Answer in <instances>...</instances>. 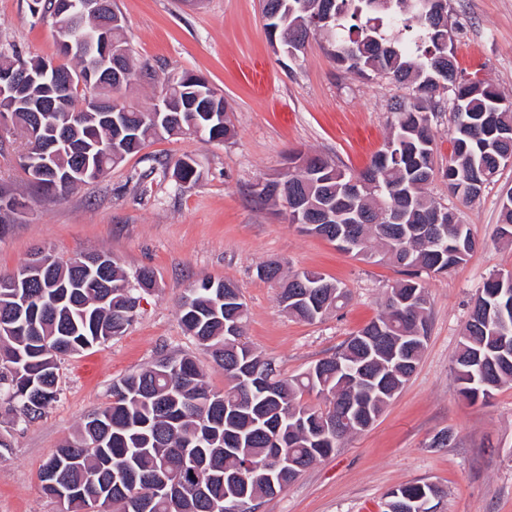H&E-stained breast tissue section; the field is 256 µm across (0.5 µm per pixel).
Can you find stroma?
<instances>
[{"label":"stroma","mask_w":512,"mask_h":512,"mask_svg":"<svg viewBox=\"0 0 512 512\" xmlns=\"http://www.w3.org/2000/svg\"><path fill=\"white\" fill-rule=\"evenodd\" d=\"M32 5L0 0V48L26 59L57 56L51 20ZM115 6L134 60L162 76L205 77L223 94L234 134L221 143L188 135L156 140L63 198L32 185L19 162L22 140L0 144V188L30 206L0 238V272L42 249L63 260L98 250L127 275L148 268L156 279L124 334L61 358L60 395L41 418L16 426L0 406V432H10L13 443L0 458V512H59L42 489V465L84 416L111 402L113 381L159 356L188 354L211 388H228L223 370L177 318L181 297L198 279L236 283L248 307L244 341L289 379L374 318L400 277L389 264L359 260L302 232L255 191L293 153L364 168L384 144L390 104L405 95L404 87L339 70L322 33L289 62L269 41L260 0H115ZM448 10L460 25L453 36L459 73L492 83L512 100V0H448ZM183 155L200 173L184 187L166 167ZM428 191L457 210L476 247L466 262L424 279L429 331L416 371L372 427L274 498L255 501L254 512H387L389 492L416 482L440 488L434 512H512V383L488 403L472 404L460 395L455 372L478 289L491 274L512 270V242L498 233L512 165L470 202L453 195L440 175ZM272 259L288 272L313 269L338 280L346 304L312 323L295 320L279 304L278 285L256 274ZM443 432L447 446L435 445Z\"/></svg>","instance_id":"obj_1"}]
</instances>
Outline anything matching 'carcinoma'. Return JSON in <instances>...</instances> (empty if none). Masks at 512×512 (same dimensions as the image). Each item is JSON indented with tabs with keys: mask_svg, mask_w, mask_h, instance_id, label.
I'll return each mask as SVG.
<instances>
[{
	"mask_svg": "<svg viewBox=\"0 0 512 512\" xmlns=\"http://www.w3.org/2000/svg\"><path fill=\"white\" fill-rule=\"evenodd\" d=\"M68 6L70 24L55 29L60 42L82 37L102 43L103 18L81 14L82 0H47ZM271 43L288 58L301 53L302 41L324 31L329 54L339 69L368 78L378 75L404 86L409 96L392 106L394 123L383 147L360 172L343 169L321 156L297 154L288 167L263 183L256 195L279 202L292 224L310 235L319 227L339 231L361 216L356 238L343 251L366 262H389L402 278L387 292L380 314L351 336L334 354L300 377L284 380L272 364L242 342L247 306L229 279L206 278L183 297L179 320L185 330L224 371L232 385L215 391L204 380L195 358L163 356L148 368L112 384V402L90 414L42 466L46 495L66 493L65 512H88L97 498L110 512H143L150 479L167 469L185 474L196 467L234 471L258 464L272 452L267 432L279 425L293 428L288 453L296 466L281 476L279 489L323 457L314 433L336 421L334 447L362 432L354 425L374 422L415 372L428 335L429 298L421 281L426 273L442 274L467 260L475 247L468 225L456 211L434 201L427 186L436 174L433 119L440 108L439 92L453 95L450 130L452 152L442 170L450 191L465 201L478 198L512 159V102L480 80L458 78L448 22V0H262ZM76 65L48 58L29 61L18 51L0 50V75L30 70L39 79L32 86L10 89L0 97V115L25 140L23 170L43 194L62 197L79 184L93 182L126 157L165 135H199L208 142L231 135L224 96L204 77L183 73L179 89L148 65L126 59L128 80L109 86L103 81L74 87L66 104L55 112L29 111V103L56 96L57 77L86 74L98 67L94 54L69 53ZM151 77L155 95H170L175 112L156 105L137 106L126 93ZM124 109L122 127L136 130L118 135L101 120L102 113L83 109L87 90ZM183 184L198 179L196 163L183 156L173 163ZM27 209L14 196L0 194V229L11 216ZM500 237L512 241V194L500 209ZM29 262L0 273V399L15 412L14 423H30L57 400L58 360L123 334L137 315L139 291L154 287L155 275L143 268L130 286L125 272L106 253L55 257L42 272L25 277ZM257 275L280 285L279 302L288 314L307 322L345 304L340 282L303 270L283 275L271 260ZM512 294V278L491 275L474 298L464 324L455 370L468 400L491 397L512 382V357L498 358L504 336L485 306ZM265 376L255 387L252 373ZM314 392L324 403H302ZM229 495L222 512H252V502L271 497L270 487L257 482L247 498ZM149 512H209L208 503L186 481L179 508L162 498Z\"/></svg>",
	"mask_w": 512,
	"mask_h": 512,
	"instance_id": "cac0c4a2",
	"label": "carcinoma"
}]
</instances>
